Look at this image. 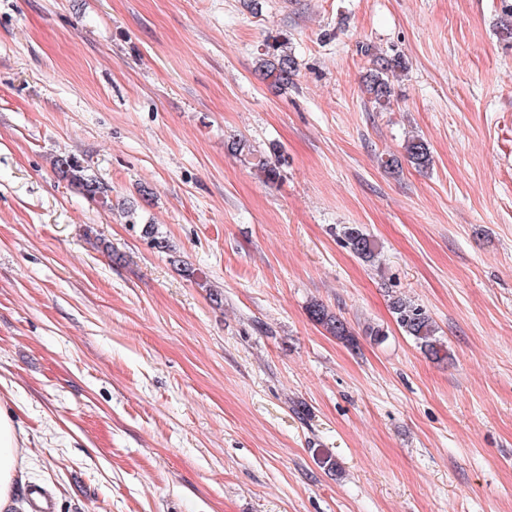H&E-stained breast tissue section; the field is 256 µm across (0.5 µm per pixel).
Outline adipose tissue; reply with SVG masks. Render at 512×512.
Instances as JSON below:
<instances>
[{"label": "adipose tissue", "instance_id": "obj_1", "mask_svg": "<svg viewBox=\"0 0 512 512\" xmlns=\"http://www.w3.org/2000/svg\"><path fill=\"white\" fill-rule=\"evenodd\" d=\"M23 435L12 411L0 403V512H26V505L18 496L28 467Z\"/></svg>", "mask_w": 512, "mask_h": 512}]
</instances>
